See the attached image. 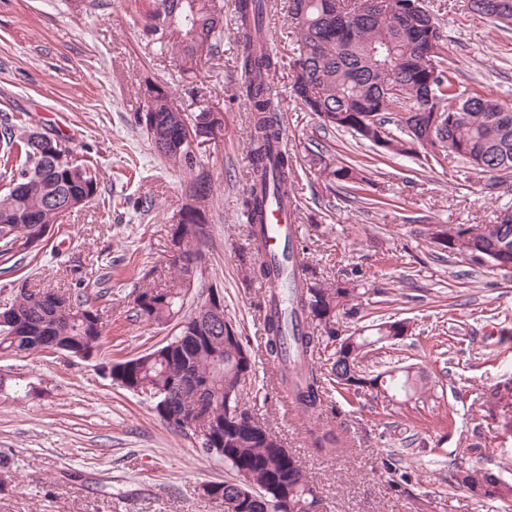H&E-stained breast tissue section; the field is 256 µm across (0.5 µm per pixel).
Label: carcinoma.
<instances>
[{"label":"carcinoma","instance_id":"cac0c4a2","mask_svg":"<svg viewBox=\"0 0 512 512\" xmlns=\"http://www.w3.org/2000/svg\"><path fill=\"white\" fill-rule=\"evenodd\" d=\"M127 10L140 17L144 28L157 32L160 48L177 57L181 71L192 72L203 59L218 52L224 41V18L216 0H128ZM236 39L244 75L242 95L250 107L249 148L252 168L250 188L242 199L243 215L250 218V255L241 259L252 279L275 287L259 305L265 336L264 356L276 369L275 381L288 391L297 414L310 422L326 411L324 378L315 362V350L333 345L331 380L355 385L353 394L377 398L409 397L416 392L409 368L394 365L375 375L363 368L373 346L400 340L409 330L405 320H389L364 326L356 338L341 336L336 324L354 318L358 308L350 301L355 286L348 281L324 283L309 274V267L289 270L266 249L262 222L269 199L290 203L294 197L293 161L280 148L282 133L280 92L273 75L281 59L265 41V0H236ZM470 11L492 23L512 25V0H470ZM288 14L299 34L293 60L291 93L303 108L320 120L323 129L354 134L379 146L390 157H410L418 148L424 159L437 165L463 161L493 181L512 173V104L470 90L456 82L445 39L431 14L388 10L386 0H288ZM355 29L352 39L341 31ZM448 74L439 95L460 100L454 120L434 132L404 112L407 102L420 96L430 66ZM156 127L146 129L155 151L168 164L188 171L201 167L199 153L179 147L186 125L202 124L212 111L186 113L168 91L149 106ZM35 128H22L4 119L0 124L3 172L9 179L0 194V254L26 258L38 250L31 240L53 228L62 219L97 200L99 180L88 161L75 155L60 137H55L56 159L47 163L31 147ZM323 173L345 189L364 191L372 184L364 164L336 165L321 159ZM193 203L178 213V223L207 227L213 185L199 175L193 185ZM71 200L60 210L57 198ZM447 239L442 251L464 255L476 266L512 273V221L493 224L436 225L428 238ZM207 263L205 251L189 246L184 265L172 271L154 265L142 279L165 281L163 288H136L131 293L137 318L165 325L182 311L189 297L186 276ZM66 295L68 309L57 311L53 291L33 300L19 293L15 306L21 318L3 310L0 322V352L16 355L43 353L52 346L64 354L91 345L101 347L105 333L99 310L91 305L85 288ZM167 343L151 352L110 364L112 384L131 390L153 403L170 398L180 409L197 411L200 428L220 432L224 445L205 453L224 460L233 478L222 484H207L204 493L217 500L241 495L240 512H319L321 498L306 470L294 454L245 406L246 383L252 381L254 362L239 331L234 338L224 331L206 328L186 336L180 351ZM488 417L508 412L507 396L498 389L486 400ZM312 445L331 455L341 440L332 432H311ZM451 482L478 499L512 501V484L476 463L455 466Z\"/></svg>","mask_w":512,"mask_h":512}]
</instances>
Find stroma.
Wrapping results in <instances>:
<instances>
[{
    "label": "stroma",
    "instance_id": "1",
    "mask_svg": "<svg viewBox=\"0 0 512 512\" xmlns=\"http://www.w3.org/2000/svg\"><path fill=\"white\" fill-rule=\"evenodd\" d=\"M284 0H267L270 45L283 63L286 149L296 172L297 241L307 264L328 280L353 278L357 319L342 335L386 318L409 321L399 343L376 347L365 361L379 372L400 361L428 375L412 399L347 404L335 388V413L320 429L340 433L342 453L324 457L275 370L261 357L255 305L264 290L244 280L238 256L248 248L240 216L247 192L249 113L240 94L235 0L224 7L220 56L191 73L161 52L125 0H0V118L58 134L93 161L100 198L71 213L52 241L16 263L0 258V304L18 288L74 291L101 280L93 304L107 331L100 351L81 361L61 354H0L10 379L42 384L36 396L0 399V512H221L205 484L231 479L222 460L193 437L170 429L151 404L112 384L106 364L166 344L172 327L136 321L129 294L144 263H165L178 212L190 201L193 172L154 152L134 115L145 82L167 86L185 112L224 114V137L203 147L214 185L208 263L198 291L223 289L225 313L256 355L247 405L294 453L319 487L323 512H512V503L472 498L450 483L453 460H482L512 483V427L482 415L490 386L512 382V277L465 256L439 259L426 237L432 224H491L512 206V174L489 186L468 165L427 167L418 157L382 158L346 132L323 130L290 95L296 37ZM438 22L459 82L512 103V30L473 15L469 0H423ZM325 150L336 162L369 165L378 204L346 194L312 161Z\"/></svg>",
    "mask_w": 512,
    "mask_h": 512
}]
</instances>
